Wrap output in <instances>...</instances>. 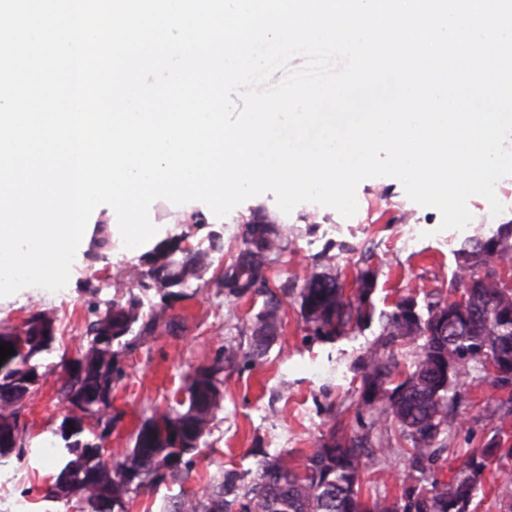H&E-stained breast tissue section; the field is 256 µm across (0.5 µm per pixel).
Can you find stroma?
<instances>
[{"label":"stroma","instance_id":"35a3bbf8","mask_svg":"<svg viewBox=\"0 0 512 512\" xmlns=\"http://www.w3.org/2000/svg\"><path fill=\"white\" fill-rule=\"evenodd\" d=\"M497 187L504 212L491 215L483 197H471L469 234L512 222V177L500 180ZM356 197L358 210L348 219L310 203L283 213L271 193L243 202L222 219L195 203L191 209L201 215L198 224L171 222L174 204L152 203L149 215L158 228L157 239L187 230L192 247L208 248L214 234L221 235L224 247L211 254V281L185 288L183 298L161 315L153 332L122 354L126 375L112 391V410L120 419L105 443V463L121 459L133 447L143 420L167 410L186 374L212 364L223 347L249 351L248 327L262 309L263 298L228 297L217 280L238 257L243 223L252 210L265 208L283 225L291 242L266 271L272 291H279L285 282L302 280L313 268L314 255L324 250L332 255L342 280H354L361 270L373 272L371 298L377 310L390 311L406 296L420 300L428 293L447 291L458 274L456 251L461 238L452 230L439 231L440 212L410 200L401 182L392 177L363 180ZM150 249L147 243L135 249L110 243L99 259L86 258L74 266L63 289L26 287L0 298V327L20 325L32 312L45 309L52 314L55 328V341L42 359L44 376L22 417L25 455L22 461L0 466V512H83L79 504L45 496L65 458L60 424L67 408L59 393L60 361L86 351L87 327L103 313L115 291L139 297L145 313L157 310L156 291L140 288L137 280L125 277ZM283 308L277 342L248 367L225 371L223 400L205 447L194 457L190 479H171L160 488L142 491L130 503V512H162L167 497L181 492L203 495L211 477L227 469L248 468L251 449L275 454L313 447L338 419L348 432H357L360 380L352 366L377 341L379 322L332 343L311 341L294 298H285ZM460 393L463 400L456 422L444 436L445 450L435 471L445 481L467 452L483 447L491 436L512 446V414H505L499 394L488 389L481 372L471 371ZM371 440L375 448L389 446L393 452L378 456L365 471L362 492L367 497L398 498L406 461L401 428L387 422L373 432ZM474 504L475 512H512V458L485 470Z\"/></svg>","mask_w":512,"mask_h":512}]
</instances>
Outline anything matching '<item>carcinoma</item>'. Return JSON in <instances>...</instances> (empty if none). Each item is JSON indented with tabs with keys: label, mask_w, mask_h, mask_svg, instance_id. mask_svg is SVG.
<instances>
[{
	"label": "carcinoma",
	"mask_w": 512,
	"mask_h": 512,
	"mask_svg": "<svg viewBox=\"0 0 512 512\" xmlns=\"http://www.w3.org/2000/svg\"><path fill=\"white\" fill-rule=\"evenodd\" d=\"M187 238L182 233L162 240L143 256L142 268L133 269L141 287L155 289L163 311L175 299L171 289L204 279L211 267L210 252L222 249L218 237L208 251L181 246ZM242 244L223 281L235 298L249 292L267 296L249 327L252 351L240 356L226 347L212 365L188 374L187 400L177 399L169 410L145 420L124 461L110 468L102 460V448L118 420L112 415V384L125 375L119 356L132 346L126 336L134 325L141 324V333L148 335L156 323L145 319L138 297H112L104 314L89 325L87 351L61 361L64 401H82L102 430L87 434L77 425L61 434L66 460L46 498L84 503L90 512H129L127 505L141 490L190 476L193 456L220 408L224 366L240 357H261L282 327V300L268 288L265 268L271 254L288 249V235L258 209L245 222ZM457 257L464 276L451 284L450 297L428 302L424 311L403 301L380 314V343L354 365L361 377L358 409L369 419L362 423L363 434L352 436L335 425L297 458L290 450L278 455L255 450L247 472L226 470L210 480L202 496L172 497L166 512H474V492L489 460L500 453L512 456L511 447L503 448L500 440L491 438L485 448L465 456L448 482L435 479L426 484L422 474L444 451L441 436L448 430L459 379L467 367L476 364L484 370L490 362L496 374L485 376L489 387H512V288L499 277L500 271L512 270V224L466 238ZM372 278L370 270L359 271L354 297L345 296L332 257L324 250L315 256L313 270L302 283L291 282L281 291L299 299L313 339L333 342L372 322ZM457 293L465 297V304L451 299ZM31 318L26 353L6 358L0 372V430L10 434L34 391L33 380L43 376L41 358L53 342L54 319L45 311ZM410 343L417 344L419 352L405 372L395 353H380ZM389 417L400 424L409 444L404 489L393 501L385 496L366 500L361 478L365 459L372 455L369 434Z\"/></svg>",
	"instance_id": "carcinoma-1"
}]
</instances>
